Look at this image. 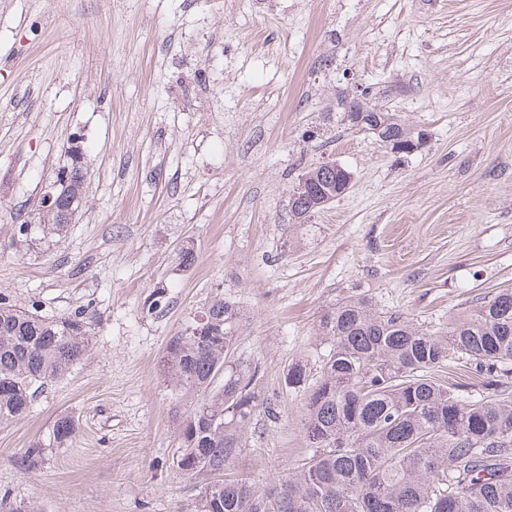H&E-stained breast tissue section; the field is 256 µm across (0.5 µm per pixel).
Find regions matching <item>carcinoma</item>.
Masks as SVG:
<instances>
[{
    "instance_id": "1",
    "label": "carcinoma",
    "mask_w": 512,
    "mask_h": 512,
    "mask_svg": "<svg viewBox=\"0 0 512 512\" xmlns=\"http://www.w3.org/2000/svg\"><path fill=\"white\" fill-rule=\"evenodd\" d=\"M343 121L376 138L412 137L398 115L355 117L363 101H347ZM290 198L295 222L323 209L322 191L343 187L334 168L316 165ZM14 244L21 252L67 232L54 216L37 213L24 231L19 215ZM236 308L214 300L172 337L164 373L175 394L197 397L179 424L178 474L210 473L201 512H512V403L467 400L437 378L441 368H471L485 385L512 377V287L448 318L441 331L407 315L384 313L367 296L350 298L321 316L330 350L318 378L308 382L298 361L286 373L301 393L300 432L311 449L296 477L257 494L247 482L221 474L241 452L240 432L259 408L258 367L236 358ZM86 311L45 317L0 296V425L22 419L35 394L66 377L92 351ZM78 433L73 416H57L27 449L32 467L47 448H69Z\"/></svg>"
}]
</instances>
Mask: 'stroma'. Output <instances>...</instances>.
Wrapping results in <instances>:
<instances>
[{
    "mask_svg": "<svg viewBox=\"0 0 512 512\" xmlns=\"http://www.w3.org/2000/svg\"><path fill=\"white\" fill-rule=\"evenodd\" d=\"M426 134L409 154L346 129L359 89ZM81 135L84 203L63 237L18 253ZM350 191L296 223L309 167ZM191 245L196 261L178 254ZM512 286V0H0V294L51 317L85 308L93 349L0 426V496L39 512H199L178 476L194 404L163 372L213 299L261 408L230 471L261 493L309 451L289 366L318 375L336 304L368 295L435 329ZM273 407L268 417L265 407ZM64 412L73 447L33 442Z\"/></svg>",
    "mask_w": 512,
    "mask_h": 512,
    "instance_id": "stroma-1",
    "label": "stroma"
}]
</instances>
